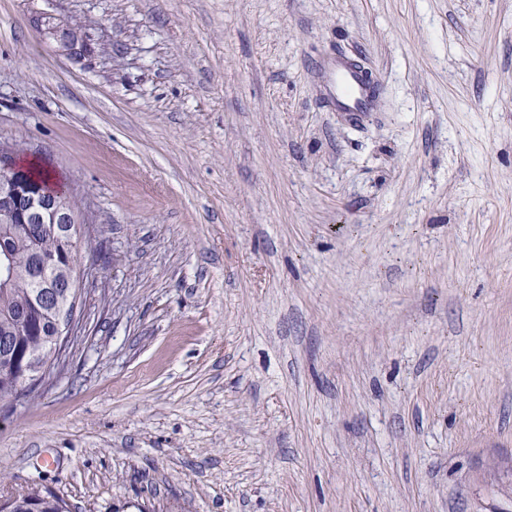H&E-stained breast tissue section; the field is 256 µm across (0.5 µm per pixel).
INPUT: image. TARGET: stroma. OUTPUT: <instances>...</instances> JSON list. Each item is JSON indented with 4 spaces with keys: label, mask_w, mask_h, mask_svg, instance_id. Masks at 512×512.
I'll use <instances>...</instances> for the list:
<instances>
[{
    "label": "stroma",
    "mask_w": 512,
    "mask_h": 512,
    "mask_svg": "<svg viewBox=\"0 0 512 512\" xmlns=\"http://www.w3.org/2000/svg\"><path fill=\"white\" fill-rule=\"evenodd\" d=\"M1 142L95 238L0 505L512 512V0H0ZM324 85L331 109L343 112L354 120L374 112L376 87L367 79L362 67L342 53H336L335 62L318 74ZM1 511L8 512H69L67 504L51 492L40 495L36 500L20 497L1 505Z\"/></svg>",
    "instance_id": "35a3bbf8"
}]
</instances>
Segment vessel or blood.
I'll use <instances>...</instances> for the list:
<instances>
[{"label":"vessel or blood","mask_w":512,"mask_h":512,"mask_svg":"<svg viewBox=\"0 0 512 512\" xmlns=\"http://www.w3.org/2000/svg\"><path fill=\"white\" fill-rule=\"evenodd\" d=\"M329 105L359 120L373 112L376 106V87L367 79L362 67L344 54H337L334 63L320 72Z\"/></svg>","instance_id":"vessel-or-blood-1"}]
</instances>
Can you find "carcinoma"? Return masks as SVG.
Instances as JSON below:
<instances>
[{"instance_id": "cac0c4a2", "label": "carcinoma", "mask_w": 512, "mask_h": 512, "mask_svg": "<svg viewBox=\"0 0 512 512\" xmlns=\"http://www.w3.org/2000/svg\"><path fill=\"white\" fill-rule=\"evenodd\" d=\"M30 232L16 218L0 220V252L8 251L12 276L0 283V405H8L20 396L18 378L12 362H25L31 374L41 371L50 356L57 328V315L73 305L76 294L65 288L56 289L52 306L41 302V285L33 276L35 255L30 248ZM61 240L52 231L40 238V250L46 256L60 253ZM3 512H69L67 504L48 492L32 501L20 497L0 507Z\"/></svg>"}]
</instances>
